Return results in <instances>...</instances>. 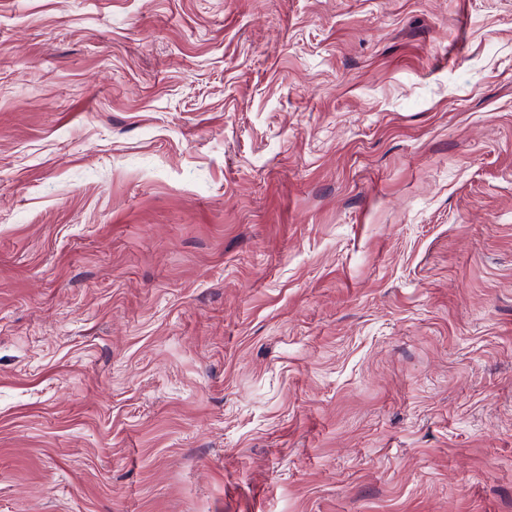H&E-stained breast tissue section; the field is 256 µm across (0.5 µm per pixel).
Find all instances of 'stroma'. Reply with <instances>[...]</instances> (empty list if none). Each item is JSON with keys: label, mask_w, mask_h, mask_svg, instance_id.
<instances>
[{"label": "stroma", "mask_w": 512, "mask_h": 512, "mask_svg": "<svg viewBox=\"0 0 512 512\" xmlns=\"http://www.w3.org/2000/svg\"><path fill=\"white\" fill-rule=\"evenodd\" d=\"M0 512H512V0H0Z\"/></svg>", "instance_id": "obj_1"}]
</instances>
